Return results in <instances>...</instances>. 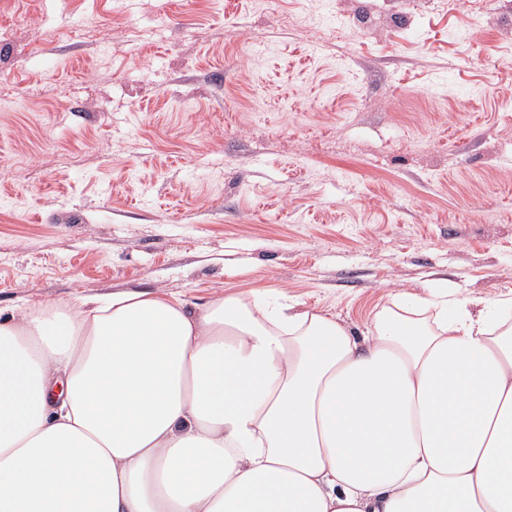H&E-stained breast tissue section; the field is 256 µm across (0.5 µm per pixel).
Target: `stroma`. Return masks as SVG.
<instances>
[{
    "label": "stroma",
    "instance_id": "35a3bbf8",
    "mask_svg": "<svg viewBox=\"0 0 512 512\" xmlns=\"http://www.w3.org/2000/svg\"><path fill=\"white\" fill-rule=\"evenodd\" d=\"M0 319L512 296V23L454 0H0Z\"/></svg>",
    "mask_w": 512,
    "mask_h": 512
}]
</instances>
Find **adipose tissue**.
I'll return each instance as SVG.
<instances>
[{
  "mask_svg": "<svg viewBox=\"0 0 512 512\" xmlns=\"http://www.w3.org/2000/svg\"><path fill=\"white\" fill-rule=\"evenodd\" d=\"M511 309L27 308L0 321V512H512Z\"/></svg>",
  "mask_w": 512,
  "mask_h": 512,
  "instance_id": "obj_1",
  "label": "adipose tissue"
}]
</instances>
